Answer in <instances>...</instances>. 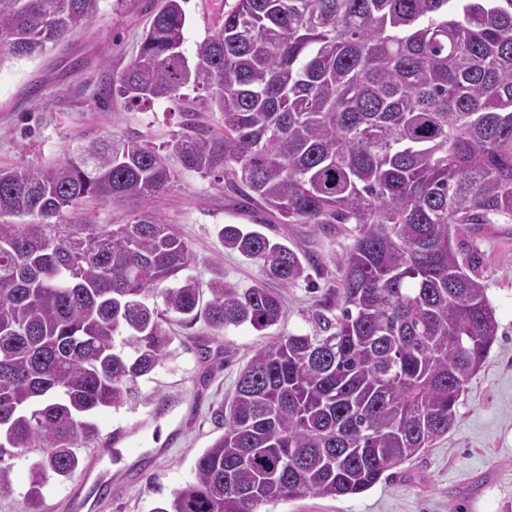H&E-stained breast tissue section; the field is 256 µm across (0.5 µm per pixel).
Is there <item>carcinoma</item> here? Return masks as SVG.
<instances>
[{
    "label": "carcinoma",
    "mask_w": 512,
    "mask_h": 512,
    "mask_svg": "<svg viewBox=\"0 0 512 512\" xmlns=\"http://www.w3.org/2000/svg\"><path fill=\"white\" fill-rule=\"evenodd\" d=\"M100 0H0V65L35 59L91 25ZM187 0H162L112 83L131 106L199 93L156 148L109 136L62 161L0 169V461L43 449L21 512L94 448L95 413L139 401L173 354V321L214 331L278 325L260 282L215 279L158 212L100 224L87 202L159 198L180 168L224 181L283 224L353 241L331 257L338 314L279 334L240 370L224 432L194 479L152 512H256L313 494H361L447 435L497 340L486 284L458 240L512 222V0H221L192 63ZM224 249L263 278H302L308 256L240 224ZM161 305L149 304L151 298Z\"/></svg>",
    "instance_id": "carcinoma-1"
}]
</instances>
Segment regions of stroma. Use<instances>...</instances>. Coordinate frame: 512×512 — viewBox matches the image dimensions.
Masks as SVG:
<instances>
[{"label": "stroma", "instance_id": "1", "mask_svg": "<svg viewBox=\"0 0 512 512\" xmlns=\"http://www.w3.org/2000/svg\"><path fill=\"white\" fill-rule=\"evenodd\" d=\"M158 3L101 0L92 25L59 50L0 65V167L53 163L107 134L159 147L181 132L185 101L132 108L108 94L113 76L135 56ZM212 20L211 0H189L183 45L188 58H195ZM142 208L160 211L176 225L196 257L191 273L203 286L217 277L244 288L262 279L256 263L225 250L219 231L227 224H245L300 247L313 262L305 279L278 285L285 317L271 330L242 325L216 332L201 319L171 324L175 356L141 382V402L101 410L98 447L79 451L83 462L111 467L106 449L113 428L135 430L137 451L128 461L135 464L138 479L118 480L102 490L100 512H152L192 481L195 459L220 433L214 414L233 391L240 369L271 335L313 333V317L335 298L339 279L336 266L324 257L352 241L350 225H338L330 237L305 224H282L269 211L243 205L223 183L183 170L162 197ZM461 257L487 285L499 336L461 397L448 435L362 494L308 495L263 504L258 512H452L456 506L463 512H499L501 504L512 501V223L490 224L464 237ZM40 455V449L30 448L10 458L0 512H20L30 465Z\"/></svg>", "mask_w": 512, "mask_h": 512}]
</instances>
